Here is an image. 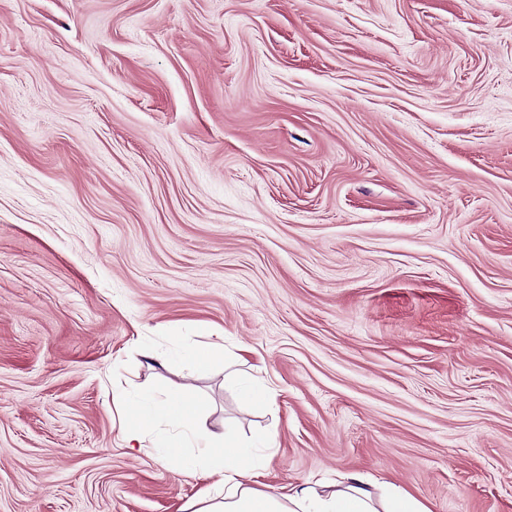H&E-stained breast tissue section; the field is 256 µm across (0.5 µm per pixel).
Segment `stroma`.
Segmentation results:
<instances>
[{"instance_id": "obj_1", "label": "stroma", "mask_w": 512, "mask_h": 512, "mask_svg": "<svg viewBox=\"0 0 512 512\" xmlns=\"http://www.w3.org/2000/svg\"><path fill=\"white\" fill-rule=\"evenodd\" d=\"M187 388L259 489L512 512V0H0V512H184L112 393Z\"/></svg>"}]
</instances>
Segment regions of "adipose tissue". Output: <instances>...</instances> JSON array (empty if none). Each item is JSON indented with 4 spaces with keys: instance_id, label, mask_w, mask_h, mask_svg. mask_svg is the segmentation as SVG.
Instances as JSON below:
<instances>
[{
    "instance_id": "obj_1",
    "label": "adipose tissue",
    "mask_w": 512,
    "mask_h": 512,
    "mask_svg": "<svg viewBox=\"0 0 512 512\" xmlns=\"http://www.w3.org/2000/svg\"><path fill=\"white\" fill-rule=\"evenodd\" d=\"M117 401L126 414L120 429L126 448L148 451L161 466L180 457V475L212 481L213 491L189 503V512H429L409 493L376 489L357 474L345 475L343 482L333 486L305 481L281 494L258 489L250 479L266 462L261 450L268 447L271 432L244 442L231 428H205L200 422V403L189 395L142 402L121 395ZM161 420L173 431L153 436L152 430ZM149 435L154 441L148 450L143 442Z\"/></svg>"
}]
</instances>
